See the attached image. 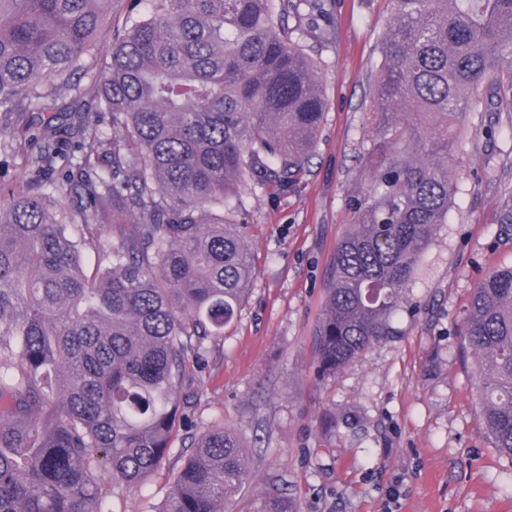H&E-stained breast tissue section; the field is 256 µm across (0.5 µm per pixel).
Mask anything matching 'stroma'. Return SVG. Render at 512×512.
<instances>
[{
	"instance_id": "1",
	"label": "stroma",
	"mask_w": 512,
	"mask_h": 512,
	"mask_svg": "<svg viewBox=\"0 0 512 512\" xmlns=\"http://www.w3.org/2000/svg\"><path fill=\"white\" fill-rule=\"evenodd\" d=\"M325 2L323 28L304 16L288 21L306 34L327 101L311 161L288 190L243 195L257 275L211 343L201 379L184 389L199 426L220 418L247 442L253 480L227 512H241L272 481L298 512H512V461L483 424L476 364L459 336L474 288L512 267V113L484 112L462 126L466 152L450 170L458 193L417 264L393 336L319 378L313 332L352 202L374 177L371 85L395 10L393 0ZM26 124L0 123V192L36 176L11 151ZM182 458L173 448L141 489H116L113 512H150Z\"/></svg>"
}]
</instances>
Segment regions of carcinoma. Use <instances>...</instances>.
<instances>
[{"label":"carcinoma","mask_w":512,"mask_h":512,"mask_svg":"<svg viewBox=\"0 0 512 512\" xmlns=\"http://www.w3.org/2000/svg\"><path fill=\"white\" fill-rule=\"evenodd\" d=\"M323 0H0V113L74 93L77 153L52 115L13 152L44 172L0 198V512H112L185 448L155 512H225L252 480L240 434L181 433L201 371L256 275L244 193L305 171L326 97L288 19ZM113 14L110 61L73 80ZM372 120L378 165L337 243L315 333L326 377L391 319L457 192L473 112H512V0H395ZM110 118L112 134L100 123ZM94 246L87 271L82 249ZM481 416L512 460V268L474 288L460 330ZM247 512H295L274 482Z\"/></svg>","instance_id":"1"}]
</instances>
